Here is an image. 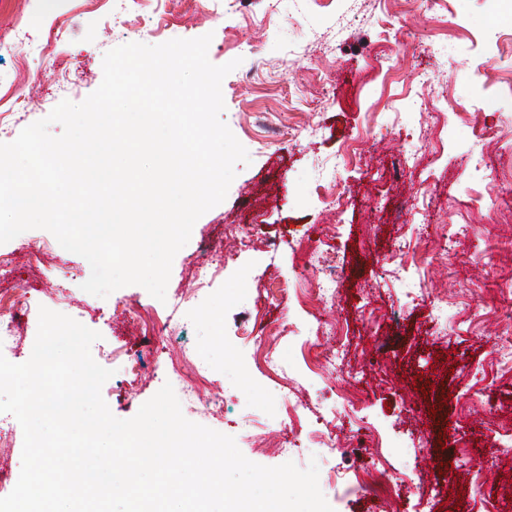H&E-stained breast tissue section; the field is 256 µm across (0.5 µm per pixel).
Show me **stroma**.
I'll return each mask as SVG.
<instances>
[{
  "label": "stroma",
  "mask_w": 512,
  "mask_h": 512,
  "mask_svg": "<svg viewBox=\"0 0 512 512\" xmlns=\"http://www.w3.org/2000/svg\"><path fill=\"white\" fill-rule=\"evenodd\" d=\"M58 16L63 54L50 63L33 47ZM17 19L26 34L0 50V94L18 104L0 142L62 100L84 101L110 49L209 33L213 64L239 62L222 82V119L250 162L195 223L163 302L137 285L84 292L89 263L48 231L0 244L13 259L0 286L28 285L34 307L8 361L30 358L44 306L100 333L91 352L112 371L101 393L117 418L176 369L195 382L175 390L188 420L234 437L263 466L317 462L334 512H512V453L497 444L512 428V368L498 355L512 323L497 314L512 299V0L498 14L490 0H310L301 13L294 0H162L133 26L106 24L82 0H0V27ZM476 125L493 137L476 138ZM288 127L299 137L275 136ZM329 181L343 196L337 211L317 192ZM217 239L225 261L203 288L194 262ZM306 268L343 273L334 304L303 309L281 296ZM258 321L286 330L283 372L257 361ZM324 323L339 328L320 338L340 352L335 372L307 355ZM134 366L131 392L122 381ZM286 382L305 432L321 431L319 406L345 384L366 418L343 412L334 453L298 454L284 443ZM209 393L223 395V415L204 410ZM373 435L379 447L367 446Z\"/></svg>",
  "instance_id": "1"
}]
</instances>
